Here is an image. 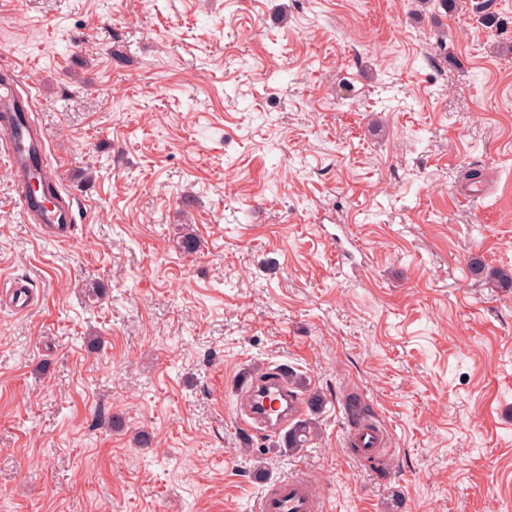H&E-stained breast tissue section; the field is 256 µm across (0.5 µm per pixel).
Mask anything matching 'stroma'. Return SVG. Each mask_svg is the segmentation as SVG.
I'll return each instance as SVG.
<instances>
[{
    "mask_svg": "<svg viewBox=\"0 0 512 512\" xmlns=\"http://www.w3.org/2000/svg\"><path fill=\"white\" fill-rule=\"evenodd\" d=\"M457 3L0 0L77 200L41 238L0 152V286L40 296L0 308V512H254L294 472L324 512H512V288L470 270L512 269V0ZM282 363L322 398L295 451L234 421ZM30 286L29 282L23 279H15L11 282V286L8 290L0 295L1 306L4 301L6 307L17 313H26L32 306L33 300L29 294ZM382 431L372 423H362L348 433V446L359 448L361 458L378 456L377 452L383 445Z\"/></svg>",
    "mask_w": 512,
    "mask_h": 512,
    "instance_id": "obj_1",
    "label": "stroma"
}]
</instances>
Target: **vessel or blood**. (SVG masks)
<instances>
[{"instance_id": "1", "label": "vessel or blood", "mask_w": 512, "mask_h": 512, "mask_svg": "<svg viewBox=\"0 0 512 512\" xmlns=\"http://www.w3.org/2000/svg\"><path fill=\"white\" fill-rule=\"evenodd\" d=\"M0 151L6 153L11 162L16 181L26 183L35 179H51L52 173L42 165L41 156L45 144L37 129L29 122V114L8 88L0 86ZM19 205L28 222L34 223L40 236H52L65 241L70 237L73 218L71 201H60L58 205L46 207L41 198L20 195ZM28 281L14 280L0 299L9 309L25 313L33 300ZM241 413L255 425L272 434H280L298 412L301 402L289 396L278 377L264 381H243L240 385ZM382 431L372 423L354 427L348 434V445L360 449L363 456L373 457L383 445ZM256 512H320L318 488L306 477L297 475L284 478L268 487L260 496Z\"/></svg>"}]
</instances>
